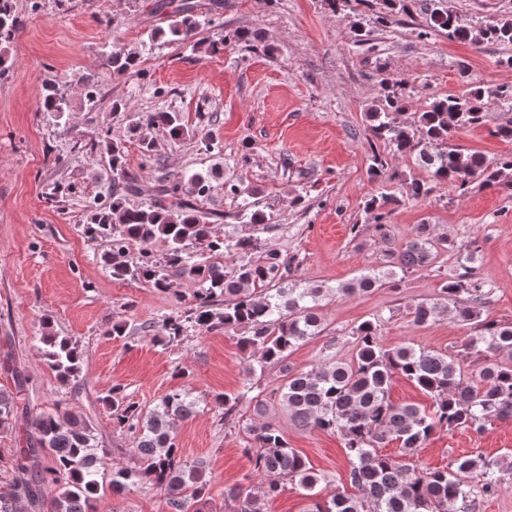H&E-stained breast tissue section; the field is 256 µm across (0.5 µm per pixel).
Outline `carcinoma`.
<instances>
[{
  "instance_id": "1",
  "label": "carcinoma",
  "mask_w": 512,
  "mask_h": 512,
  "mask_svg": "<svg viewBox=\"0 0 512 512\" xmlns=\"http://www.w3.org/2000/svg\"><path fill=\"white\" fill-rule=\"evenodd\" d=\"M409 0H382L375 21L382 27L392 24L399 13L407 12ZM172 9L168 28L174 41L199 47L196 36L211 24L198 11L194 0H180L170 7L157 0L156 13ZM429 29L452 41L479 46L485 42L512 45V19H502L480 29L469 26L448 0H429ZM19 28L11 0H0V65L6 62L8 44ZM135 53L113 47L109 57L112 73L123 75L137 66ZM512 111V86H468L462 93L435 99L410 122L397 121L405 108L403 84H384L381 106L367 113L371 138L383 142L393 152L410 156L429 169L438 182L465 195L476 185L512 190V153L494 160L477 151L466 152L454 144L462 129L482 125L490 103ZM42 111L61 114L70 103L53 85L45 89ZM156 127L170 137L181 139L189 130L177 112H143L132 120L130 131L138 136L145 163L154 156V141L148 132ZM104 154L112 175L122 181V191L136 194L138 180L128 174L123 146L107 142ZM209 185L198 173L162 181L153 201L128 206L112 189V206L92 212L85 225L90 238L105 239L111 251L105 260L112 277L146 283L160 291L181 293L182 282L193 287L192 306L186 313H171L162 320L167 343L181 341L188 328L224 330L237 335L238 344L250 359L248 376L280 366L283 382L269 395L250 398L258 420L246 427L249 436L245 452L251 455L253 471L260 482L224 489V500L237 504L236 512H265L266 502L282 491L283 481L296 482L310 500L307 512H471L475 497H491L512 479V458L499 460L466 456L445 468L416 467L402 462L413 455L437 432L472 430L481 433L494 420L512 419V322L485 317L479 306L489 289L473 274L477 241L459 245L430 224H419L398 249L388 248L379 264L352 281L336 287L311 284L301 287L290 278L297 269L295 257L274 246L265 248L254 260L257 238L226 230L217 233L211 220L217 215L204 209ZM224 194L241 199L233 218L265 231L272 216L247 201L251 192L242 183L224 184ZM397 199L373 197L367 209L374 224H353L352 238L373 228L384 242L391 239L389 212L385 207ZM164 244L161 256L153 252ZM457 253L462 272L445 281L438 294L409 307L412 323L428 325L446 316L470 327L460 349L435 351L411 344L388 348L383 345L380 321L365 320L351 328L347 342L352 357L336 358L340 339L328 341L327 352L315 366L294 370L287 359L301 343L324 331L322 302L335 296L362 295L380 288L396 290L409 273L431 266L444 252ZM236 257L233 264L226 263ZM180 276L184 281L175 280ZM42 354L55 372L60 387L77 381L81 352L75 342L52 330L51 321L42 320L39 336ZM474 356L479 366L464 372L463 358ZM414 383L432 401L428 409L414 404H395L389 390L394 376ZM28 378L17 372L14 389H0V433L16 434L14 477L9 490L0 491V512H19L25 501L29 512H88L103 488L99 470L101 455L94 428L57 404L54 411L27 418L19 411V396ZM247 381L236 396H212L214 407L224 417L236 412L242 397L252 392ZM288 412L294 426L340 435L351 468L348 482L354 492L337 490L321 494L329 480L313 471L309 462L291 448L280 425L270 414L273 402ZM112 408L116 430L135 435L138 467H115L109 489L123 495L138 482L164 491L168 512H209L204 464L188 462L177 448V422L197 413L198 402L186 392L171 391L148 412L128 398L125 389L114 386L103 397ZM390 441L400 443V455H383L378 449Z\"/></svg>"
}]
</instances>
